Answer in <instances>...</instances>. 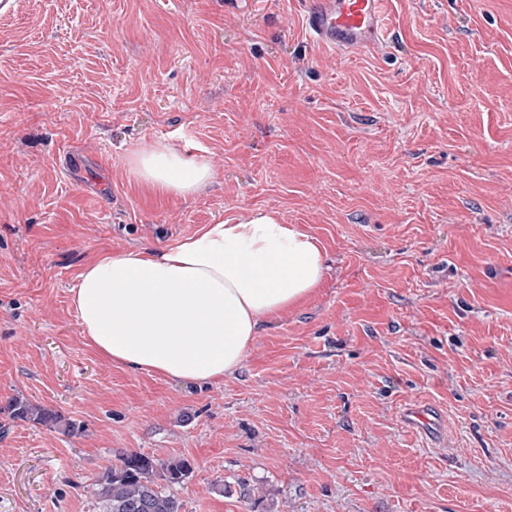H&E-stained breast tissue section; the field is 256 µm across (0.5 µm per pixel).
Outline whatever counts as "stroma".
I'll return each instance as SVG.
<instances>
[{
	"label": "stroma",
	"mask_w": 512,
	"mask_h": 512,
	"mask_svg": "<svg viewBox=\"0 0 512 512\" xmlns=\"http://www.w3.org/2000/svg\"><path fill=\"white\" fill-rule=\"evenodd\" d=\"M384 20L345 55L296 0L0 14V405L79 426L0 412V512H95L129 451L191 462L183 512H512V0H387ZM160 139L214 179L135 181ZM258 209L328 270L233 375L185 384L89 344V260ZM2 411L9 414L13 419L32 421L37 424L63 429L67 433H73L79 429L75 421L20 398L11 399L4 407H0V412Z\"/></svg>",
	"instance_id": "35a3bbf8"
}]
</instances>
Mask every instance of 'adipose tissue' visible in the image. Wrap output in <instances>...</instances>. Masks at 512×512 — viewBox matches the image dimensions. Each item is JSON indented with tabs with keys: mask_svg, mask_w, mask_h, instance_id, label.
Instances as JSON below:
<instances>
[{
	"mask_svg": "<svg viewBox=\"0 0 512 512\" xmlns=\"http://www.w3.org/2000/svg\"><path fill=\"white\" fill-rule=\"evenodd\" d=\"M129 171L175 196L213 177L204 158L163 141L136 152ZM324 276L313 235L256 210L149 251L97 258L79 273L73 304L83 335L107 359L207 385L239 369L261 320L309 298Z\"/></svg>",
	"mask_w": 512,
	"mask_h": 512,
	"instance_id": "ef3b65f1",
	"label": "adipose tissue"
}]
</instances>
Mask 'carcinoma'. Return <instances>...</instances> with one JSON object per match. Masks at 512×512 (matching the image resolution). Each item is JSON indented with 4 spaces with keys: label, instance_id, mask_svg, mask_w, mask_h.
<instances>
[{
    "label": "carcinoma",
    "instance_id": "obj_1",
    "mask_svg": "<svg viewBox=\"0 0 512 512\" xmlns=\"http://www.w3.org/2000/svg\"><path fill=\"white\" fill-rule=\"evenodd\" d=\"M2 411L13 419L32 421L67 433L79 429L75 421L20 398L11 399L0 407ZM192 472L193 466L185 458L162 461L135 451L124 452L118 463L105 471L95 484L98 512H182L183 504L160 486L158 480L179 484Z\"/></svg>",
    "mask_w": 512,
    "mask_h": 512
}]
</instances>
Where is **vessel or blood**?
Returning <instances> with one entry per match:
<instances>
[{
	"mask_svg": "<svg viewBox=\"0 0 512 512\" xmlns=\"http://www.w3.org/2000/svg\"><path fill=\"white\" fill-rule=\"evenodd\" d=\"M306 28L324 47L357 54L385 37L383 0H310Z\"/></svg>",
	"mask_w": 512,
	"mask_h": 512,
	"instance_id": "b4317fda",
	"label": "vessel or blood"
}]
</instances>
